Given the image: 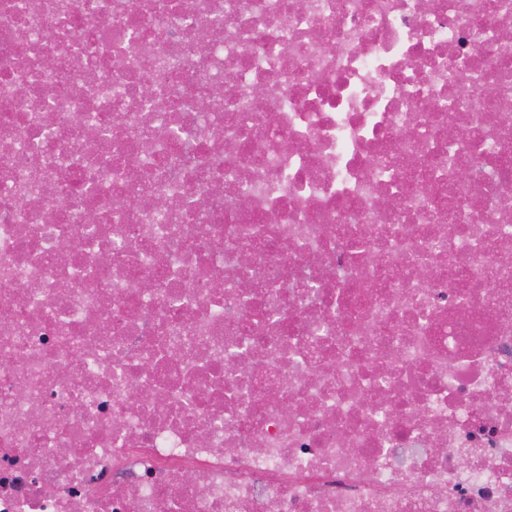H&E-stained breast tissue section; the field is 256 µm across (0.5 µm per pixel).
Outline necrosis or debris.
<instances>
[{"label": "necrosis or debris", "mask_w": 512, "mask_h": 512, "mask_svg": "<svg viewBox=\"0 0 512 512\" xmlns=\"http://www.w3.org/2000/svg\"><path fill=\"white\" fill-rule=\"evenodd\" d=\"M507 20L0 0V512H512Z\"/></svg>", "instance_id": "necrosis-or-debris-1"}]
</instances>
